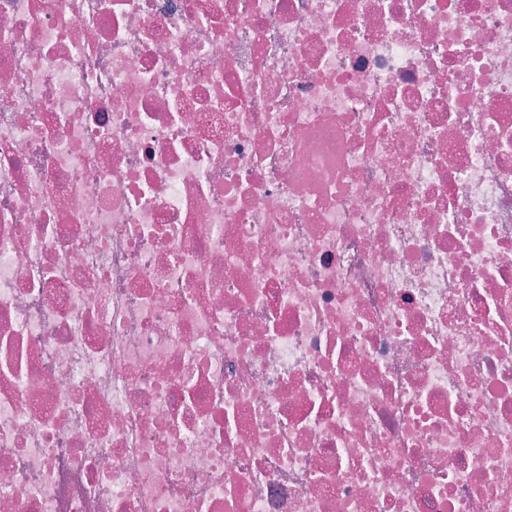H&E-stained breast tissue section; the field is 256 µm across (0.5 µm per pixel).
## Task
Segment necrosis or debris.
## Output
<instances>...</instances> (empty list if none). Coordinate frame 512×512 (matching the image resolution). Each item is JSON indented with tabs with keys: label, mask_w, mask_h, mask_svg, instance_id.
Masks as SVG:
<instances>
[{
	"label": "necrosis or debris",
	"mask_w": 512,
	"mask_h": 512,
	"mask_svg": "<svg viewBox=\"0 0 512 512\" xmlns=\"http://www.w3.org/2000/svg\"><path fill=\"white\" fill-rule=\"evenodd\" d=\"M0 512H512V0H0Z\"/></svg>",
	"instance_id": "1"
}]
</instances>
